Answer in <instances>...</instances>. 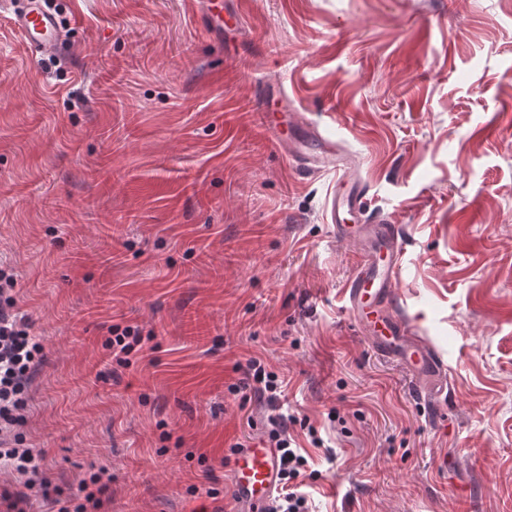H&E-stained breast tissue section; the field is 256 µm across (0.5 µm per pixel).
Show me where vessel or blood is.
Instances as JSON below:
<instances>
[{
	"instance_id": "vessel-or-blood-1",
	"label": "vessel or blood",
	"mask_w": 512,
	"mask_h": 512,
	"mask_svg": "<svg viewBox=\"0 0 512 512\" xmlns=\"http://www.w3.org/2000/svg\"><path fill=\"white\" fill-rule=\"evenodd\" d=\"M12 21L28 48L44 56L56 55L62 45V26L48 0H13ZM278 112L263 110L266 131L288 148L294 127L287 96H280ZM290 159L309 171L330 168L337 175L332 213L336 235L361 245L357 268L343 287V297L359 333L371 338L375 351L400 362L414 381L421 402L438 408L448 389L445 366L435 352L412 336L395 307L403 239L395 225L373 220L368 188L348 177V154L335 139L313 133ZM231 490L237 512H268L280 489L278 451L268 440L237 449L232 464Z\"/></svg>"
}]
</instances>
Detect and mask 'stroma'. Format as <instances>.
Returning a JSON list of instances; mask_svg holds the SVG:
<instances>
[{
  "mask_svg": "<svg viewBox=\"0 0 512 512\" xmlns=\"http://www.w3.org/2000/svg\"><path fill=\"white\" fill-rule=\"evenodd\" d=\"M51 6L52 57L0 10V260L45 353L26 512L99 467L100 512H231L233 446L276 412L307 422L312 512H512V0H228L244 27L218 40L196 0ZM281 87L295 137L332 135L403 237L399 312L447 368L445 420L352 325L336 173L259 123ZM113 324L146 337L129 366ZM253 356L276 406L228 390ZM109 337L103 343V347L109 351L110 360L118 365L129 366L132 352H139L142 348V336L137 328L132 326L121 327L113 324L108 328Z\"/></svg>",
  "mask_w": 512,
  "mask_h": 512,
  "instance_id": "stroma-1",
  "label": "stroma"
}]
</instances>
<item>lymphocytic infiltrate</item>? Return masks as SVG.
Listing matches in <instances>:
<instances>
[{
  "instance_id": "obj_1",
  "label": "lymphocytic infiltrate",
  "mask_w": 512,
  "mask_h": 512,
  "mask_svg": "<svg viewBox=\"0 0 512 512\" xmlns=\"http://www.w3.org/2000/svg\"><path fill=\"white\" fill-rule=\"evenodd\" d=\"M16 278L0 268V460L27 477L25 488L0 492L6 512H25L28 492L35 486H46L43 475L45 453L23 445L20 432L23 412L29 402V385L43 360V346L30 333V320L16 307L12 295ZM243 377L231 384L230 392L245 390L276 403L281 383L260 359L249 358L242 368ZM298 419L293 415L276 414L271 418L269 441L277 448L282 466V486L269 512H310L309 499L302 490L308 460L300 454L290 433Z\"/></svg>"
}]
</instances>
